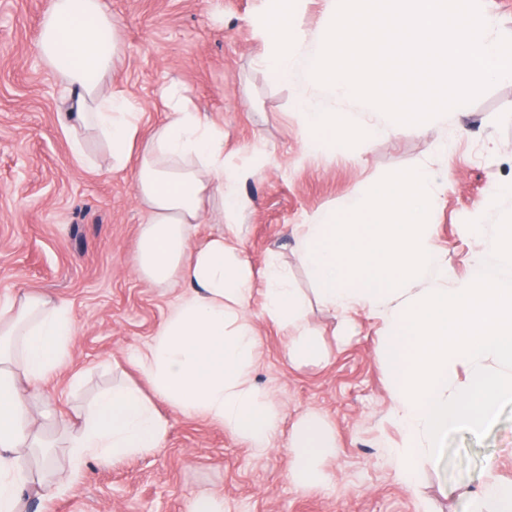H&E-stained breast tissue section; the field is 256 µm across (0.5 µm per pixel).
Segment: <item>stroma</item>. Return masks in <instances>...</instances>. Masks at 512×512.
Returning <instances> with one entry per match:
<instances>
[{"label": "stroma", "instance_id": "obj_1", "mask_svg": "<svg viewBox=\"0 0 512 512\" xmlns=\"http://www.w3.org/2000/svg\"><path fill=\"white\" fill-rule=\"evenodd\" d=\"M47 0H0V302L28 289L69 303L76 324L67 371L45 383L34 409L45 436L121 381H140L130 362L164 323L179 286H153L132 258L143 213L130 172L113 170L97 143V166L78 167L62 127L63 86L40 59L36 42ZM121 18L123 60L108 82L143 112L145 126L165 121V95L185 99L224 130L228 169H243L238 247L254 269L287 267L318 335L326 362L295 366L288 331L262 314L261 288L249 308L257 349L252 380L280 416L261 451L200 416L170 408L163 448L117 461L87 460L64 493L28 500L25 512H187L209 495L224 512H470L460 487L481 491L490 478L512 481V405L484 439L453 434L439 465L421 463L414 489L396 474L404 432L381 358L386 324L377 307L343 317L322 305L292 237L329 208L362 194L386 174L417 166L434 176L437 200L429 242L448 268L441 287L468 282L484 245L475 225L492 231L512 211V82L496 83L461 111L422 124L393 126L380 112L327 98L378 128L369 145L339 157L306 147L292 103L320 91L280 82L258 65L263 51L251 20L263 0H109ZM321 414L336 436L335 455L317 467L322 486L302 489L288 478L286 444L305 412Z\"/></svg>", "mask_w": 512, "mask_h": 512}]
</instances>
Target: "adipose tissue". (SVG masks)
Returning a JSON list of instances; mask_svg holds the SVG:
<instances>
[{"mask_svg":"<svg viewBox=\"0 0 512 512\" xmlns=\"http://www.w3.org/2000/svg\"><path fill=\"white\" fill-rule=\"evenodd\" d=\"M38 49L46 67L64 85V101H76L65 127L76 162L94 167L87 149L96 138L114 169H131L135 196L145 219L132 263L145 281L181 282L184 290L152 342L133 365L145 383L119 384L66 421L63 445L70 467L60 471L44 450L31 412L45 381L69 365L75 323L59 298L23 292L0 305V512H18L34 474L65 491L87 458L101 460L151 454L163 448L169 422L155 409L162 400L183 415H202L268 449L278 428L277 413L250 379L256 341L247 320L254 282H261L264 313L290 325L302 302L288 271L269 262L255 272L236 246L243 227L234 218L241 204L233 175L224 165V130L187 104L173 105L167 119L143 133V115L127 97L106 87L105 77L123 54L120 22L106 0H48ZM312 150L347 154L351 143H370L378 130L350 112L320 100L295 98ZM225 230L194 247L192 233L203 218ZM288 477L300 487L320 481L318 457L334 453L323 420L304 415L288 436ZM41 449L33 472L28 449Z\"/></svg>","mask_w":512,"mask_h":512,"instance_id":"adipose-tissue-1","label":"adipose tissue"}]
</instances>
